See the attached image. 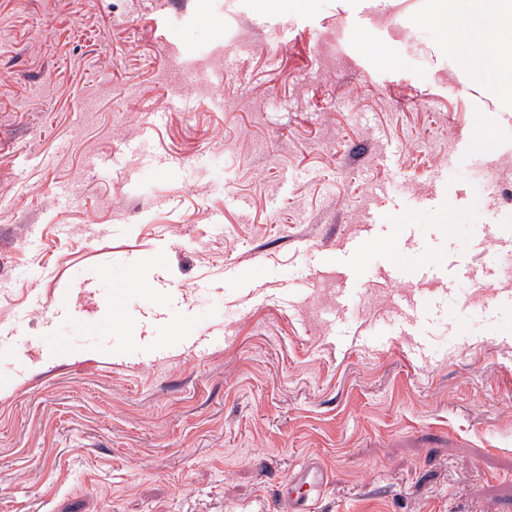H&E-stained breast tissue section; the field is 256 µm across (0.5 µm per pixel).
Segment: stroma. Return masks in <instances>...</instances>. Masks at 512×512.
Instances as JSON below:
<instances>
[{"label":"stroma","instance_id":"35a3bbf8","mask_svg":"<svg viewBox=\"0 0 512 512\" xmlns=\"http://www.w3.org/2000/svg\"><path fill=\"white\" fill-rule=\"evenodd\" d=\"M438 39L428 0H0V512H273L309 459L326 512H512V112Z\"/></svg>","mask_w":512,"mask_h":512}]
</instances>
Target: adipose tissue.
I'll return each instance as SVG.
<instances>
[{"instance_id": "ef3b65f1", "label": "adipose tissue", "mask_w": 512, "mask_h": 512, "mask_svg": "<svg viewBox=\"0 0 512 512\" xmlns=\"http://www.w3.org/2000/svg\"><path fill=\"white\" fill-rule=\"evenodd\" d=\"M432 11L440 23V48L448 58L449 68L465 71L485 66L495 72L489 90L496 111L512 112V64L502 61L494 50L496 41L512 39V0H431ZM499 20L496 31H489L482 21L485 12ZM467 25H459L460 17Z\"/></svg>"}]
</instances>
